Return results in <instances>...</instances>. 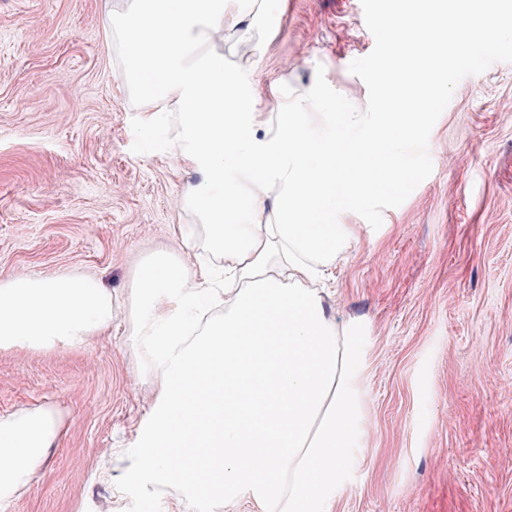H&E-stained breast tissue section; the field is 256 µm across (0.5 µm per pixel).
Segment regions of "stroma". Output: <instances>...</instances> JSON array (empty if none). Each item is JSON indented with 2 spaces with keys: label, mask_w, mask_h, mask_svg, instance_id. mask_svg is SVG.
<instances>
[{
  "label": "stroma",
  "mask_w": 512,
  "mask_h": 512,
  "mask_svg": "<svg viewBox=\"0 0 512 512\" xmlns=\"http://www.w3.org/2000/svg\"><path fill=\"white\" fill-rule=\"evenodd\" d=\"M123 0H0V281L95 276L125 291L196 223L165 113L125 77L101 18ZM372 0H282L278 31L216 41L224 81L258 109L318 81L319 112H369L368 67H394ZM422 150L337 221L325 305L360 334L359 431L332 512H512V37L434 96ZM128 317L80 348L0 349V415L66 414L44 474L0 512H178L183 491L100 481L154 402Z\"/></svg>",
  "instance_id": "obj_1"
}]
</instances>
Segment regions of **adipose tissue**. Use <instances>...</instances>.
Wrapping results in <instances>:
<instances>
[{
  "instance_id": "adipose-tissue-1",
  "label": "adipose tissue",
  "mask_w": 512,
  "mask_h": 512,
  "mask_svg": "<svg viewBox=\"0 0 512 512\" xmlns=\"http://www.w3.org/2000/svg\"><path fill=\"white\" fill-rule=\"evenodd\" d=\"M432 3L412 0L419 53L393 70L370 66L384 89L378 111L325 112L316 127L320 84L258 111L228 95L224 55L211 47L247 23L278 29L279 0H125L104 15L136 93L175 108L171 153L195 177L182 204L197 221L181 229L179 253L146 257L123 294L82 276L0 282V349L82 346L130 314L156 399L134 452L102 480L181 482L182 512L200 497L225 512H331L359 426L358 338L314 285L355 238L336 214L401 178L400 135L422 128L445 80L434 59L471 58L483 27L507 34L491 0H451L452 29ZM340 128L351 138L339 140ZM200 247L222 277L184 260ZM63 434L53 405L0 415V504L45 470Z\"/></svg>"
}]
</instances>
